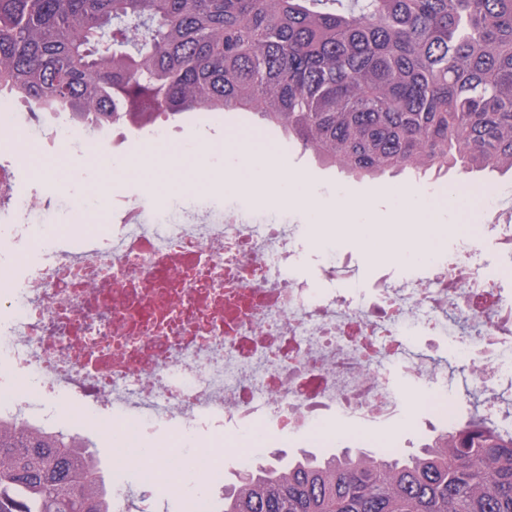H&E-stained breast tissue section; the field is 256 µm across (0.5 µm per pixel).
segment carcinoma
<instances>
[{"instance_id": "1", "label": "carcinoma", "mask_w": 512, "mask_h": 512, "mask_svg": "<svg viewBox=\"0 0 512 512\" xmlns=\"http://www.w3.org/2000/svg\"><path fill=\"white\" fill-rule=\"evenodd\" d=\"M86 130L248 113L356 177L512 173V0H0V95ZM0 512H111L83 441L0 422ZM191 512H512L479 412L419 452L253 462Z\"/></svg>"}]
</instances>
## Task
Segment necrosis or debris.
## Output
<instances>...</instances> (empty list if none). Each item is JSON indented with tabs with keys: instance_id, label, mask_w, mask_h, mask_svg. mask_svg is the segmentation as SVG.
Segmentation results:
<instances>
[{
	"instance_id": "4bbe7bcc",
	"label": "necrosis or debris",
	"mask_w": 512,
	"mask_h": 512,
	"mask_svg": "<svg viewBox=\"0 0 512 512\" xmlns=\"http://www.w3.org/2000/svg\"><path fill=\"white\" fill-rule=\"evenodd\" d=\"M1 194L13 221L0 222V272H25L0 296L1 419L53 430L59 402L77 394L99 411L138 412L142 437L159 424L219 438L259 421L294 437L325 420L380 428L404 416L414 389L455 412L440 398L447 372L410 343L437 332L480 348L483 375L460 386L512 433V292L477 264L479 242L345 295L336 286L351 258L321 262L316 281L300 276L308 253L294 224L231 206L150 210L96 186L109 221L70 201L85 237L71 253L32 238L53 212L2 163Z\"/></svg>"
}]
</instances>
